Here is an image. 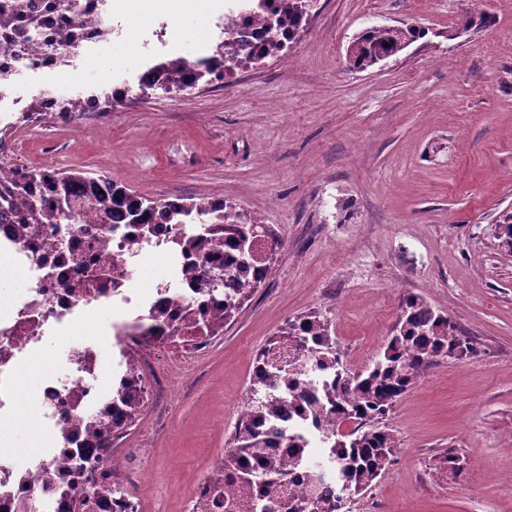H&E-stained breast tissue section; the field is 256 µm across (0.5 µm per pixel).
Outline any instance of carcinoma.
<instances>
[{
	"label": "carcinoma",
	"mask_w": 512,
	"mask_h": 512,
	"mask_svg": "<svg viewBox=\"0 0 512 512\" xmlns=\"http://www.w3.org/2000/svg\"><path fill=\"white\" fill-rule=\"evenodd\" d=\"M282 14L272 13L270 28L288 25L289 36L299 29L304 9L302 0H284ZM426 36L414 26L400 29L371 27L350 44L347 63L367 69L382 55L395 56L408 42ZM49 179L56 190H66L74 182L86 181L81 171L25 172L11 200L15 209L34 214L37 200L26 193L32 182ZM102 209L125 214L128 224H147L165 207L161 199H149L112 183L111 194L96 200ZM207 200L189 199L183 215L194 220L208 214ZM250 215L234 204L225 203L224 223L214 225L224 231V240L235 252L234 266L210 279L212 290L224 292V323L242 310L261 279L244 282L241 273L251 267L253 243L245 230ZM502 245L512 250V211L499 216ZM222 323V324H224ZM218 323L209 327L215 335ZM280 335L295 343L303 363L288 370L269 364L270 348L255 358L262 376L251 381L253 402L241 413L235 430L234 447L224 454V474L234 482L255 488L253 512H344L348 500L368 490L392 462L398 439L382 421L398 398L414 385L426 370L449 358L472 352L467 337L437 313L423 299L409 295L401 304V314L386 347L373 366L353 373L341 362L336 340L330 335V320L313 310L288 321ZM288 404L295 419L288 427V461L268 451L267 434L254 418L267 411L269 403ZM346 422L355 427L346 435L339 430ZM290 474L305 481L310 491L297 499L282 502L275 493L279 477Z\"/></svg>",
	"instance_id": "cac0c4a2"
}]
</instances>
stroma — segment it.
Returning <instances> with one entry per match:
<instances>
[{
    "instance_id": "obj_1",
    "label": "stroma",
    "mask_w": 512,
    "mask_h": 512,
    "mask_svg": "<svg viewBox=\"0 0 512 512\" xmlns=\"http://www.w3.org/2000/svg\"><path fill=\"white\" fill-rule=\"evenodd\" d=\"M232 0H158L172 45H203L205 13ZM466 16L486 25L459 33ZM416 25L424 38L364 71L346 51L364 29ZM132 0L124 42L85 79L131 72L147 39ZM17 137L56 168L111 176L141 196L216 195L270 225L281 246L236 319L202 358L173 367L171 398L144 409L120 452L147 473V512H184L210 458L233 444L253 358L287 322L319 311L342 360L372 366L416 295L475 350L428 369L386 422L391 465L349 512H512V251L495 221L512 209V0H314L287 56L184 98L150 91L104 124L46 118ZM97 316L49 337L15 383L0 434L17 455L49 446L32 393L64 372L65 346L98 342ZM461 464L434 479L446 454Z\"/></svg>"
}]
</instances>
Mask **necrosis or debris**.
Listing matches in <instances>:
<instances>
[{"label": "necrosis or debris", "instance_id": "necrosis-or-debris-1", "mask_svg": "<svg viewBox=\"0 0 512 512\" xmlns=\"http://www.w3.org/2000/svg\"><path fill=\"white\" fill-rule=\"evenodd\" d=\"M279 4L271 0L270 7ZM127 6L128 0H0V115L32 123L43 112L79 111L92 122L116 93L166 87L184 96L192 93L188 78L197 71L207 73L214 85L233 83L242 57L264 51L271 36L270 7L247 0L238 12L210 22L207 50L189 45L171 52L167 35L178 18L172 13L157 17L151 9L147 32L156 54L141 59L133 81L117 79L108 89L91 86L73 97L66 82L82 81L90 52H104L121 40L117 17ZM227 41L233 42L239 61H218L219 47ZM29 77L35 85L19 92V83ZM103 188L100 181L70 186V209L79 216L75 222L61 213L42 183L30 192L45 214L23 216L0 208V261L26 274L21 291L0 295V412L15 399L14 380L25 356L48 333L93 314L100 316L107 337L116 340L123 367L136 370L132 382L119 373L103 384L101 346L68 348V373L46 376L33 394L52 448L34 464L0 448V512H24L27 502L37 503L39 512H73L78 499L88 501L92 512H143L134 490L114 481L118 462L105 456L104 443L88 421L103 412L115 419L141 410L168 391V378L147 348L148 337H167L189 352L198 342L183 322L185 313L213 322L224 317L223 295L207 284L234 255L223 232L210 231L203 222L181 223L178 195L167 197L164 223H125L120 214L92 205ZM149 254L167 261L169 277L143 289L136 281ZM116 309L121 318H113ZM117 388L122 394L116 399ZM208 467L210 475L197 486L189 512H250L242 493L227 486L223 460L212 459Z\"/></svg>", "mask_w": 512, "mask_h": 512}]
</instances>
